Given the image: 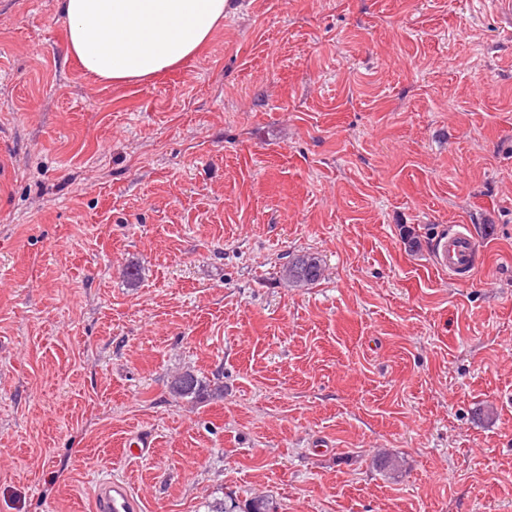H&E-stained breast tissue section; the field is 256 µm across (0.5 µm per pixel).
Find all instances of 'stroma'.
I'll return each mask as SVG.
<instances>
[{
    "label": "stroma",
    "instance_id": "1",
    "mask_svg": "<svg viewBox=\"0 0 512 512\" xmlns=\"http://www.w3.org/2000/svg\"><path fill=\"white\" fill-rule=\"evenodd\" d=\"M236 2L117 85L59 0H0V512H91L106 475L142 512H512V24ZM458 224L467 280L433 259ZM302 252L324 274L287 287ZM186 368L223 396H172ZM279 506L273 495L258 494L246 501L244 508L236 498L225 495L223 499H214L207 505L205 512H278Z\"/></svg>",
    "mask_w": 512,
    "mask_h": 512
}]
</instances>
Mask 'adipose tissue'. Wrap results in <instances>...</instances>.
<instances>
[{
	"mask_svg": "<svg viewBox=\"0 0 512 512\" xmlns=\"http://www.w3.org/2000/svg\"><path fill=\"white\" fill-rule=\"evenodd\" d=\"M67 52L95 78L143 80L193 57L233 0H59Z\"/></svg>",
	"mask_w": 512,
	"mask_h": 512,
	"instance_id": "1",
	"label": "adipose tissue"
}]
</instances>
